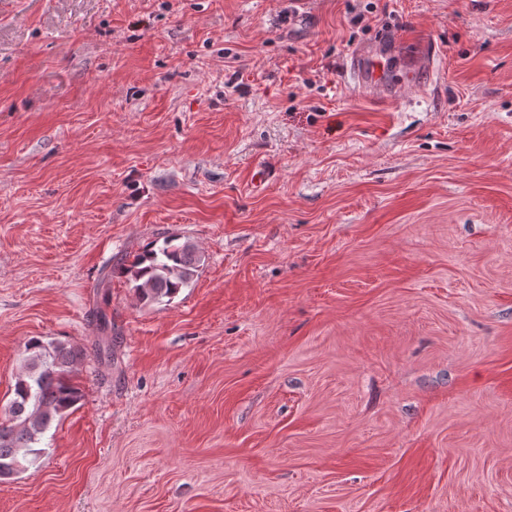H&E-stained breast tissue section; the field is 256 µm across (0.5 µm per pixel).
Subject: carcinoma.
<instances>
[{
	"mask_svg": "<svg viewBox=\"0 0 512 512\" xmlns=\"http://www.w3.org/2000/svg\"><path fill=\"white\" fill-rule=\"evenodd\" d=\"M203 262V253L194 243L167 236L161 245L151 244L137 253L122 272L134 282L137 301L153 305L171 302L190 284ZM99 330L104 337L98 343L96 358L101 360L112 351L104 315ZM25 351L26 370L15 380L8 419L0 422V468L8 466L16 475L38 462L43 453L38 444L53 421L83 398L74 382L77 366L85 356L82 349L34 337Z\"/></svg>",
	"mask_w": 512,
	"mask_h": 512,
	"instance_id": "cac0c4a2",
	"label": "carcinoma"
}]
</instances>
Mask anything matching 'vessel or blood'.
I'll use <instances>...</instances> for the list:
<instances>
[{"mask_svg": "<svg viewBox=\"0 0 512 512\" xmlns=\"http://www.w3.org/2000/svg\"><path fill=\"white\" fill-rule=\"evenodd\" d=\"M396 39H380L359 49L346 59L345 76L355 93L365 97L400 102L416 96L426 78L434 74V57L439 47L431 45L422 53L408 57L403 73H393L384 59L393 53Z\"/></svg>", "mask_w": 512, "mask_h": 512, "instance_id": "vessel-or-blood-1", "label": "vessel or blood"}]
</instances>
